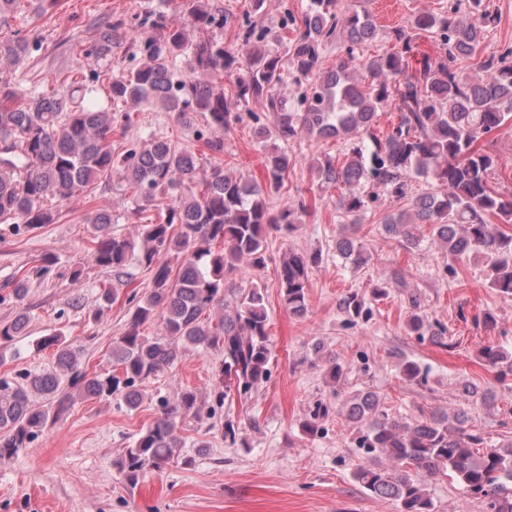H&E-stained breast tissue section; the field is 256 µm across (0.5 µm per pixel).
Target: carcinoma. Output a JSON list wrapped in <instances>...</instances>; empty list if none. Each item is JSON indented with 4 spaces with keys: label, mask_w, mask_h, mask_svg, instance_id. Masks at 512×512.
Instances as JSON below:
<instances>
[{
    "label": "carcinoma",
    "mask_w": 512,
    "mask_h": 512,
    "mask_svg": "<svg viewBox=\"0 0 512 512\" xmlns=\"http://www.w3.org/2000/svg\"><path fill=\"white\" fill-rule=\"evenodd\" d=\"M22 0H0V28L20 14ZM339 0H311L308 12L285 13L282 28H296L283 38L285 55L266 47L263 18H247L238 26V49L224 47L217 36L190 38L188 28L209 32L224 28V13L203 0H190L188 25L173 23L169 12L148 7L135 23L117 18L90 44L79 42L91 64L90 76L63 79L52 92L19 94L0 78V223L37 230L53 221L45 202H66L112 176L143 202L132 212L170 199L159 221L139 224L135 234L111 231L112 209L89 216L95 229L94 264L106 271L127 274L135 260L152 273L145 296L131 298L128 330L112 341V363L118 373L81 374L79 350L57 348L54 371L36 375L26 384L0 377V463L27 447L45 426L48 412L31 400L39 393L63 414L75 397L121 400L137 408L141 386L172 366L178 349L193 347L221 359L210 389L213 405L180 389L158 400L160 415L126 450L121 467L128 484L147 468H162L182 447L177 434L183 414L213 418L231 392L246 398L270 377L272 349L269 316L261 286L233 281L239 264L261 269L267 259V238L273 231L295 229L296 211L285 204L272 211L267 203L288 178L291 159L285 150L265 157L266 182L259 184L224 172L218 156L224 140L218 133L242 119L253 98L265 101L274 117L261 137L293 144L303 137L353 141L351 156L342 166L318 162V181L342 185L346 193L340 209L349 223L362 226L370 204L384 195L408 201V207L382 219L381 229L407 248L426 237L452 259H481L489 270L490 287L512 297V194L491 185L499 166L497 156L479 141L505 125L512 126V48L486 55L478 62L481 75L473 79L461 66L474 57L495 27L489 0H447L435 13L419 14L410 29L395 32L396 44L366 61L358 46L378 38L368 10H342ZM428 33L440 41V53L417 57L418 40ZM335 41L344 56L330 70L322 69L323 51ZM128 44L131 56L142 63L129 70L112 69V53ZM39 41L17 31L0 40V60L24 63ZM288 61H283V57ZM236 76L235 96L205 77ZM107 100L99 101V90ZM163 104L167 111L204 114L213 155L203 179L205 161L187 147L152 136L133 143L122 153L112 151V107ZM395 105L397 124L383 136L374 132L378 110ZM431 179L440 192L411 195L412 181ZM180 231H175V226ZM336 252L359 269L369 257L361 242L343 236ZM162 253L182 256L178 273ZM322 262V252H290L281 261L282 304L302 318L309 312L310 272ZM351 324L366 320V298L351 293L339 303ZM160 321V333L149 337L140 327ZM28 315L21 311L0 323V347L25 334ZM418 338L443 336L418 313L408 322ZM485 365L495 368L506 354L498 347L481 350ZM347 419L369 421L359 447L368 455L384 456L388 466H358L354 479L379 498H392L402 512H432L433 504L416 475L433 476L446 470L482 506V512H512V443L485 447L484 438L468 431L465 416L400 423L388 417L380 399L366 392L352 399Z\"/></svg>",
    "instance_id": "carcinoma-1"
}]
</instances>
